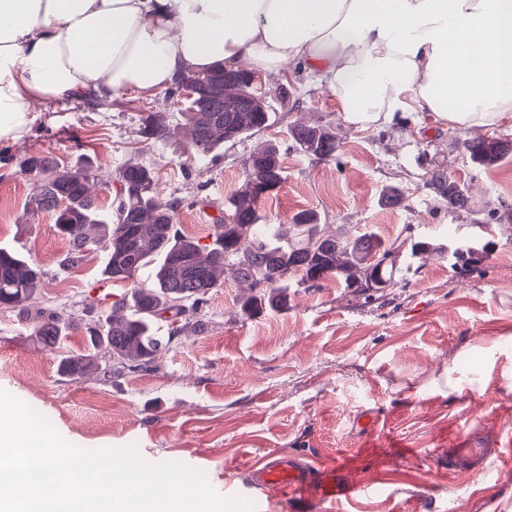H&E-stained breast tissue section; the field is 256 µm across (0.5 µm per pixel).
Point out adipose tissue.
<instances>
[{"label":"adipose tissue","instance_id":"1","mask_svg":"<svg viewBox=\"0 0 512 512\" xmlns=\"http://www.w3.org/2000/svg\"><path fill=\"white\" fill-rule=\"evenodd\" d=\"M303 68L368 129L512 120V0H0V140L36 105L152 96L215 63Z\"/></svg>","mask_w":512,"mask_h":512}]
</instances>
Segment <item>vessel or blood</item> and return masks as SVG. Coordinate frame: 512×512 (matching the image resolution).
Returning <instances> with one entry per match:
<instances>
[{
    "instance_id": "obj_1",
    "label": "vessel or blood",
    "mask_w": 512,
    "mask_h": 512,
    "mask_svg": "<svg viewBox=\"0 0 512 512\" xmlns=\"http://www.w3.org/2000/svg\"><path fill=\"white\" fill-rule=\"evenodd\" d=\"M254 475L253 487L258 491L279 488L301 492L312 487L325 500L347 497L355 492L366 493L374 488L373 482L366 480L358 472H350L336 481L329 478L327 470H311L296 459L281 455L265 457L261 467L255 469Z\"/></svg>"
}]
</instances>
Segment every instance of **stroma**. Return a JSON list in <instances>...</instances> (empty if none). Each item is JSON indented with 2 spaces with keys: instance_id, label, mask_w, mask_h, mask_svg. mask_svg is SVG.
Masks as SVG:
<instances>
[{
  "instance_id": "35a3bbf8",
  "label": "stroma",
  "mask_w": 512,
  "mask_h": 512,
  "mask_svg": "<svg viewBox=\"0 0 512 512\" xmlns=\"http://www.w3.org/2000/svg\"><path fill=\"white\" fill-rule=\"evenodd\" d=\"M272 95L265 129L217 157L184 155L180 116L166 92L53 102L16 142L0 141V247L45 272L43 305L70 323L64 350L77 354L86 329L109 312L128 285L102 274L104 253L64 265L69 245L38 211L21 158L42 152L72 165L91 161L95 195L111 207L120 168L150 166L163 197L179 200L184 236L211 241L227 200L246 178L247 160L273 144L284 182L258 203L262 223L314 212L323 229L352 236L370 227L409 242L473 237L485 246L461 266L448 253L402 255L392 286L364 292L331 279L311 286L292 276L288 306L255 315L240 307L246 283L224 284L151 368L104 379L69 380L58 350L38 344L25 314L0 311V388L46 416L85 449L138 444L149 462L176 461L203 471L213 490L253 499L256 512H512V159L473 165L456 137L406 113L370 129L349 125L335 99L301 70L257 74ZM167 113L171 134L155 143L139 129L147 113ZM336 129L335 156L298 150L295 120ZM448 166L472 208L452 212L427 183L428 161ZM401 194L386 207L387 190ZM376 420L361 430L358 416ZM452 448L485 451L482 472L448 464ZM269 453L312 464L344 460L377 479L374 492L321 501L277 489L256 495L251 471Z\"/></svg>"
}]
</instances>
